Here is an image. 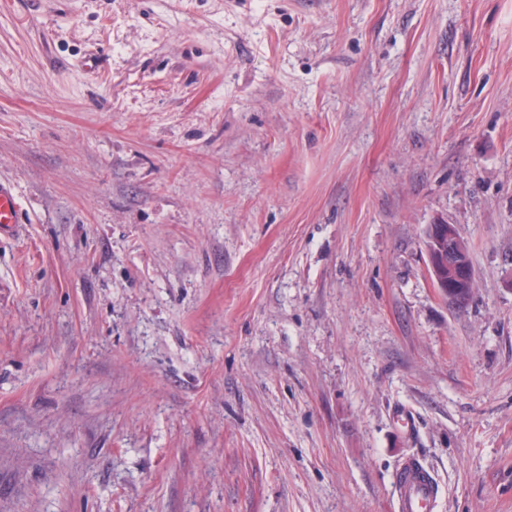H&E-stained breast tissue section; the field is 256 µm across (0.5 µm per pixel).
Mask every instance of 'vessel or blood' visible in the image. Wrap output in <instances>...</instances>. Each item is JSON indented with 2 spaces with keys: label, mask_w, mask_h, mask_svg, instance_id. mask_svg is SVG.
I'll list each match as a JSON object with an SVG mask.
<instances>
[{
  "label": "vessel or blood",
  "mask_w": 512,
  "mask_h": 512,
  "mask_svg": "<svg viewBox=\"0 0 512 512\" xmlns=\"http://www.w3.org/2000/svg\"><path fill=\"white\" fill-rule=\"evenodd\" d=\"M20 204L13 185L0 180V237L14 234ZM398 512H439L442 487L431 468L417 456L407 457L392 475Z\"/></svg>",
  "instance_id": "1"
}]
</instances>
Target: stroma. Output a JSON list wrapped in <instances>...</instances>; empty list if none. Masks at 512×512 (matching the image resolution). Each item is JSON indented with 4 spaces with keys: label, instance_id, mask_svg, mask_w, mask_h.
I'll list each match as a JSON object with an SVG mask.
<instances>
[{
    "label": "stroma",
    "instance_id": "stroma-1",
    "mask_svg": "<svg viewBox=\"0 0 512 512\" xmlns=\"http://www.w3.org/2000/svg\"><path fill=\"white\" fill-rule=\"evenodd\" d=\"M1 178L0 512H512V0H0ZM20 224V204L14 186L0 180V239L13 235ZM429 236L433 242H443L445 238L447 239L448 243H445L447 259L443 250L440 254L434 255L427 249V255L431 273L439 292L446 296L452 304L460 306L470 296L474 284V272L464 264L467 263L472 266L469 248L462 240L465 252L460 254V259L463 263L458 261L459 252L455 248V243L459 241L460 237L454 224L443 221L430 224ZM398 512H439L442 487L419 456L407 457L392 475Z\"/></svg>",
    "mask_w": 512,
    "mask_h": 512
}]
</instances>
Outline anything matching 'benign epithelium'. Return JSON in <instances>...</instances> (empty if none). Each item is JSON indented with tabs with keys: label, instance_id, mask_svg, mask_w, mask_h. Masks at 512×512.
Segmentation results:
<instances>
[{
	"label": "benign epithelium",
	"instance_id": "7a95c632",
	"mask_svg": "<svg viewBox=\"0 0 512 512\" xmlns=\"http://www.w3.org/2000/svg\"><path fill=\"white\" fill-rule=\"evenodd\" d=\"M430 240L448 242V252L433 254L427 252L431 273L439 292L452 304L460 306L470 296L474 284V272L464 263L458 261L459 252L455 243L459 233L455 225L439 221L430 225Z\"/></svg>",
	"mask_w": 512,
	"mask_h": 512
}]
</instances>
